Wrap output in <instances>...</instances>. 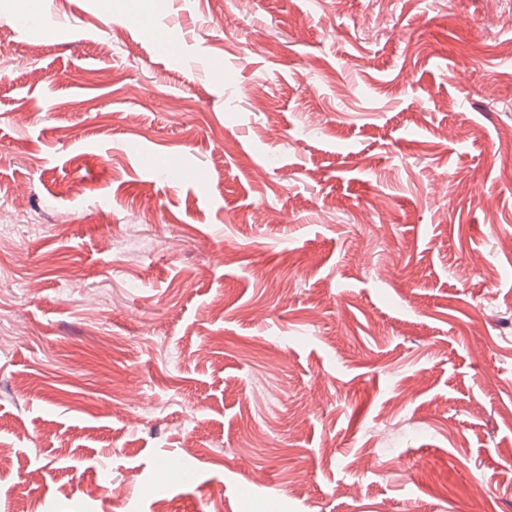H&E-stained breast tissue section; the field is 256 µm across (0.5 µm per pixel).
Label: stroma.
I'll use <instances>...</instances> for the list:
<instances>
[{
  "label": "stroma",
  "instance_id": "1",
  "mask_svg": "<svg viewBox=\"0 0 512 512\" xmlns=\"http://www.w3.org/2000/svg\"><path fill=\"white\" fill-rule=\"evenodd\" d=\"M0 29V512H512V0Z\"/></svg>",
  "mask_w": 512,
  "mask_h": 512
}]
</instances>
